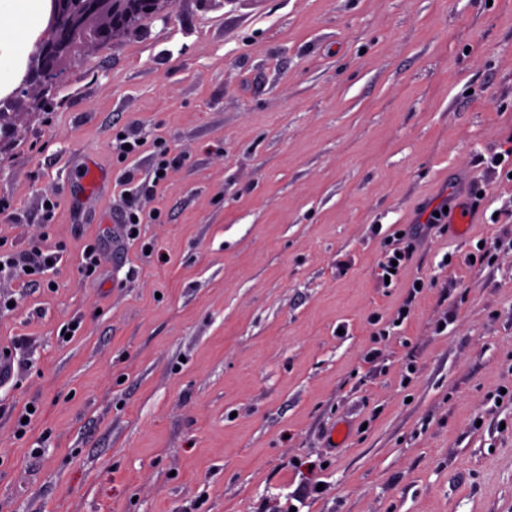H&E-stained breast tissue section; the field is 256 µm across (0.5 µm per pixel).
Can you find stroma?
I'll list each match as a JSON object with an SVG mask.
<instances>
[{
  "instance_id": "obj_1",
  "label": "stroma",
  "mask_w": 512,
  "mask_h": 512,
  "mask_svg": "<svg viewBox=\"0 0 512 512\" xmlns=\"http://www.w3.org/2000/svg\"><path fill=\"white\" fill-rule=\"evenodd\" d=\"M31 102L0 253L61 260L0 273V512H512V0H175ZM175 157L170 158L169 153L156 155L155 162L151 172L146 175L143 182L136 178L133 171H127L123 174L121 185L130 186L129 190H125V196L128 203V210L125 214L124 224L122 225L123 233L129 240H135L140 234V224H143V215L139 210L138 196L146 191H154L161 186L167 176L168 169L171 167ZM158 172H162L158 176ZM136 231V235H133ZM4 258V259H3ZM60 257L57 253H48L45 248L34 245L24 252L12 253L2 256L0 254V263L2 268H9L19 277H29L39 273H44L57 265ZM51 260V264H48ZM26 267L31 268V272H26ZM396 252L400 253V256L396 255ZM413 254V248L411 245H406L403 247H394L391 251H387L383 257V260L380 264L381 269V278L384 283L385 276H389V284L392 283L393 280H397L402 271L406 268L408 263L410 262ZM392 261H397V265L393 266ZM390 269L395 270V273L390 272Z\"/></svg>"
}]
</instances>
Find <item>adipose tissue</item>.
Masks as SVG:
<instances>
[{
	"label": "adipose tissue",
	"mask_w": 512,
	"mask_h": 512,
	"mask_svg": "<svg viewBox=\"0 0 512 512\" xmlns=\"http://www.w3.org/2000/svg\"><path fill=\"white\" fill-rule=\"evenodd\" d=\"M44 6L45 0H0V17L18 18L26 32L21 38L0 31V88L12 85L20 77L18 63L29 46L27 35L35 30Z\"/></svg>",
	"instance_id": "ef3b65f1"
}]
</instances>
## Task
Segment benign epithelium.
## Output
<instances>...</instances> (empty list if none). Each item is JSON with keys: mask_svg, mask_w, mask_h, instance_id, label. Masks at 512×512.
Returning <instances> with one entry per match:
<instances>
[{"mask_svg": "<svg viewBox=\"0 0 512 512\" xmlns=\"http://www.w3.org/2000/svg\"><path fill=\"white\" fill-rule=\"evenodd\" d=\"M44 28L27 55L19 85L0 99L10 104L38 89L41 101L63 80L62 65L75 57L87 39L110 46L131 29L173 7V0H48Z\"/></svg>", "mask_w": 512, "mask_h": 512, "instance_id": "1", "label": "benign epithelium"}]
</instances>
